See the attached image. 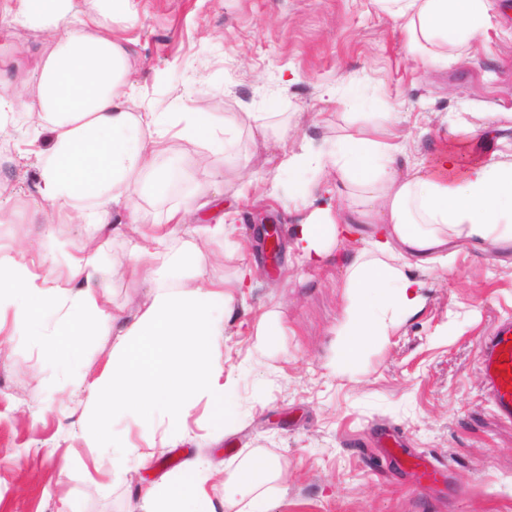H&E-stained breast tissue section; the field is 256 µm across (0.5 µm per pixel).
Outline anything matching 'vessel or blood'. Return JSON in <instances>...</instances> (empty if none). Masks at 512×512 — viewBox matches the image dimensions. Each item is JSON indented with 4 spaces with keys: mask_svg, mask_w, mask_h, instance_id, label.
<instances>
[{
    "mask_svg": "<svg viewBox=\"0 0 512 512\" xmlns=\"http://www.w3.org/2000/svg\"><path fill=\"white\" fill-rule=\"evenodd\" d=\"M487 397L498 415L512 421V317L487 337L482 354Z\"/></svg>",
    "mask_w": 512,
    "mask_h": 512,
    "instance_id": "obj_1",
    "label": "vessel or blood"
}]
</instances>
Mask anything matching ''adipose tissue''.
Listing matches in <instances>:
<instances>
[{
    "instance_id": "ef3b65f1",
    "label": "adipose tissue",
    "mask_w": 512,
    "mask_h": 512,
    "mask_svg": "<svg viewBox=\"0 0 512 512\" xmlns=\"http://www.w3.org/2000/svg\"><path fill=\"white\" fill-rule=\"evenodd\" d=\"M12 20L51 35L48 50L33 61L18 58L0 68V127L17 103L18 76L26 64L39 74L36 93L25 109L33 137L48 134L36 151L34 220L51 223L85 220L97 228L114 222L126 206L132 177L163 182V162L172 139L188 140L215 153L232 144L235 124L215 127L200 112H141L125 89L132 68L126 46L106 31L126 12L128 0H20ZM390 14L412 51L445 59V46L466 47L491 26V0H387ZM10 18L1 16L0 24ZM495 114L483 123L449 127L429 164L403 169L398 132L379 125L364 137L347 136L339 151L311 146L282 155L279 166L291 171L335 168L339 178L357 187L362 209L315 206L306 189L301 202L308 217L291 231V249L301 267H317L329 256L330 243L366 231L365 248L350 258L346 286L350 304L342 327L340 360L355 361L365 347L388 335L398 318L416 314L424 304L417 273L447 265L458 243L512 248V161L496 153L460 154L477 142ZM189 204L172 206L163 223L131 245L129 264H112L113 273L147 278L172 265L169 240L189 223ZM228 225L199 227V243L187 258L197 282L157 285L139 313L119 325L112 357L99 375H90L82 358L84 337L106 332L114 314L91 283L103 272L100 251L74 255L66 242L48 237L43 247L62 254L57 277L40 272L15 248L0 244V327L23 328L44 359L58 364L76 381L94 422L88 447L111 452L121 467L135 444L106 443L114 417L131 412L148 425L183 429L195 401L206 400L219 429L231 426L229 398L235 383L224 373L215 344L224 334L235 292L251 288L253 270L242 267L234 282L211 280L210 244L229 234ZM281 476L279 464L247 463L242 474L224 483V499L207 489L210 474L197 462L185 475L142 489L130 512H269L265 485Z\"/></svg>"
}]
</instances>
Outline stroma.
<instances>
[{
	"mask_svg": "<svg viewBox=\"0 0 512 512\" xmlns=\"http://www.w3.org/2000/svg\"><path fill=\"white\" fill-rule=\"evenodd\" d=\"M129 14L112 22V36L131 52L132 94L143 112H203L216 125L237 117L232 148L209 157L216 184L200 194L206 173L196 166L199 144L173 141L170 174L160 185L134 178L129 195L137 215L117 230L92 225L33 224L26 199L34 191L36 159L25 109L0 131V182L11 190L0 203V243L56 271L45 255L47 237L79 253L103 245L113 260L129 261L130 242L144 224L191 201L193 221L171 240L176 268L150 279L109 273L94 281L114 314L139 310L154 283L180 274L195 287L183 260L196 241L194 224L234 222L229 246H215L210 279L232 281L240 266L256 283L236 297L216 352L237 385L236 419L215 435L205 404L190 413L185 432L126 416L116 434L143 446L164 441L149 463L129 455L113 468L111 453L87 447L89 418L70 378L45 362L24 330L0 329V512H127L144 485L160 483L198 459L216 466L214 499L224 482L252 459L273 460L283 476L271 512H512V423L486 398L481 371L484 341L512 317V250L496 253L460 245L453 264L421 273L422 310L397 321L352 364L337 365L340 330L350 303L340 267H298L290 233L306 212L292 198L323 183L317 206L356 210L359 191L335 169L291 172L285 152L307 143L335 149L347 135L394 123L404 134L400 163L425 164L450 125L494 112L491 148L512 161V0H496L493 27L460 59L433 61L410 52L381 0H129ZM47 31L0 28V65L19 53L43 51ZM266 116L267 137L251 132L248 113ZM275 181L278 200L261 195ZM270 220L283 249L269 263L247 227ZM273 325L256 335L257 322ZM395 435L404 454L430 457L437 480L383 456L379 438Z\"/></svg>",
	"mask_w": 512,
	"mask_h": 512,
	"instance_id": "stroma-1",
	"label": "stroma"
}]
</instances>
